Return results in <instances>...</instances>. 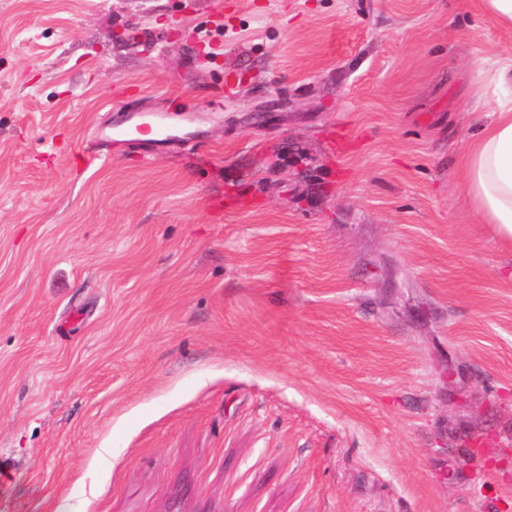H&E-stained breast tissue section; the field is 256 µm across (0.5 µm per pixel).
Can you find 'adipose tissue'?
I'll use <instances>...</instances> for the list:
<instances>
[{"instance_id":"ef3b65f1","label":"adipose tissue","mask_w":512,"mask_h":512,"mask_svg":"<svg viewBox=\"0 0 512 512\" xmlns=\"http://www.w3.org/2000/svg\"><path fill=\"white\" fill-rule=\"evenodd\" d=\"M500 96H482L492 120L481 126L463 159L466 193L480 218L490 225L495 240L512 242V104L502 94H512V56L500 59L496 71Z\"/></svg>"}]
</instances>
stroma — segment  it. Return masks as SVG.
<instances>
[{
  "label": "stroma",
  "instance_id": "stroma-1",
  "mask_svg": "<svg viewBox=\"0 0 512 512\" xmlns=\"http://www.w3.org/2000/svg\"><path fill=\"white\" fill-rule=\"evenodd\" d=\"M217 3L0 0V512H512L462 168L512 32ZM186 104L170 151L99 135Z\"/></svg>",
  "mask_w": 512,
  "mask_h": 512
}]
</instances>
